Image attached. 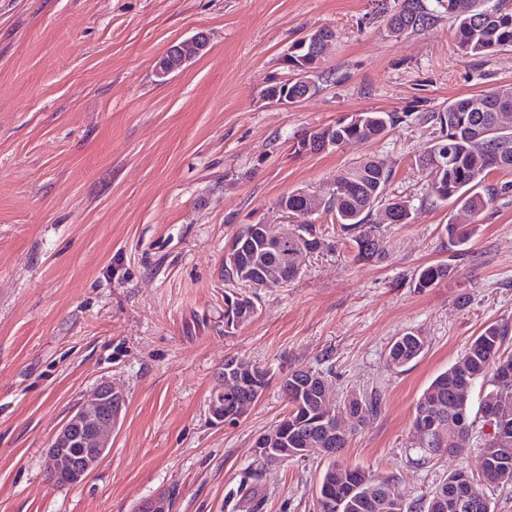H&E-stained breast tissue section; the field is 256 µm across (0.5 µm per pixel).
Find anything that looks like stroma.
<instances>
[{
	"label": "stroma",
	"instance_id": "obj_1",
	"mask_svg": "<svg viewBox=\"0 0 512 512\" xmlns=\"http://www.w3.org/2000/svg\"><path fill=\"white\" fill-rule=\"evenodd\" d=\"M404 0H0V512H139L175 490L171 512H250L238 494L256 438L288 408L278 376L324 374L337 402L376 398L349 426L348 464L394 476L412 502L467 461L422 460L415 404L491 324L512 353V172L468 217L426 201L416 164L438 136L433 118L460 96L512 89V51L462 57L437 0L427 27L394 37ZM329 28L320 89L289 107L263 89L287 78L282 59ZM206 32V52L158 79L176 41ZM397 114L387 134L312 153L308 133L356 112ZM391 172L388 197L412 219L384 224L379 262L356 261L330 228L326 248L288 286L248 289L256 316L224 332V261L247 224H283L284 195L324 194L366 157ZM469 224L465 245L448 223ZM453 276L420 292L416 271ZM423 354L397 368L396 337ZM274 376L233 426L208 399L226 358ZM103 384L127 406L108 456L79 485L56 486L44 461L54 432ZM327 458L266 466L262 512H318ZM425 349V340L415 333L399 336L390 346L388 361L391 365L403 367L416 360Z\"/></svg>",
	"mask_w": 512,
	"mask_h": 512
}]
</instances>
